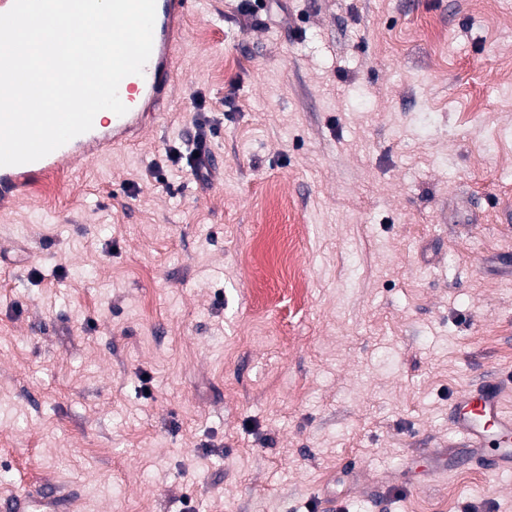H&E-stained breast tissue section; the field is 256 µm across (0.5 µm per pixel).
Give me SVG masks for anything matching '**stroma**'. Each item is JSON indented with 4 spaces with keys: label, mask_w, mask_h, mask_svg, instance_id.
I'll return each instance as SVG.
<instances>
[{
    "label": "stroma",
    "mask_w": 512,
    "mask_h": 512,
    "mask_svg": "<svg viewBox=\"0 0 512 512\" xmlns=\"http://www.w3.org/2000/svg\"><path fill=\"white\" fill-rule=\"evenodd\" d=\"M164 118L0 207V503L512 512V0H199ZM211 128V185L169 149ZM450 417L462 441L451 447L481 448L491 439L497 446V453L490 465V475L512 471V412L505 407L502 387L497 380H485L479 391L460 395Z\"/></svg>",
    "instance_id": "35a3bbf8"
}]
</instances>
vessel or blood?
Here are the masks:
<instances>
[{
  "label": "vessel or blood",
  "mask_w": 512,
  "mask_h": 512,
  "mask_svg": "<svg viewBox=\"0 0 512 512\" xmlns=\"http://www.w3.org/2000/svg\"><path fill=\"white\" fill-rule=\"evenodd\" d=\"M194 6L195 0H156L151 56L142 74L125 77L118 88L126 113L95 118L90 131L37 161L0 166L1 203L24 196L36 179L52 175L64 166L127 145L149 123L160 119V108L173 92L176 47L184 37L183 20ZM450 417L464 447L479 448L486 441H494L497 453L490 474L512 471V411L505 407L497 380H485L479 391L460 395Z\"/></svg>",
  "instance_id": "obj_1"
}]
</instances>
